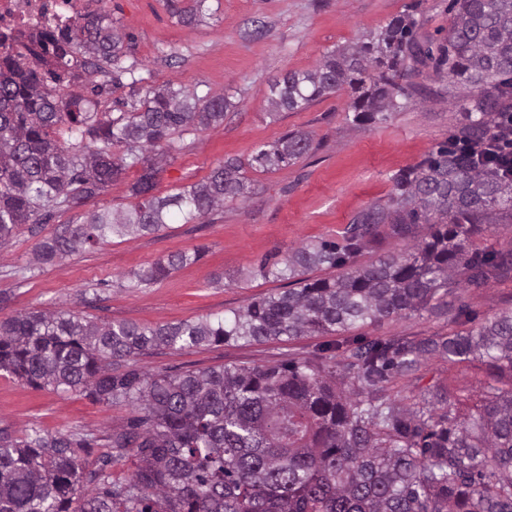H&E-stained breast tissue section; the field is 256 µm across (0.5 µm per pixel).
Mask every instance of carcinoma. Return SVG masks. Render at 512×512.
Here are the masks:
<instances>
[{
    "instance_id": "1",
    "label": "carcinoma",
    "mask_w": 512,
    "mask_h": 512,
    "mask_svg": "<svg viewBox=\"0 0 512 512\" xmlns=\"http://www.w3.org/2000/svg\"><path fill=\"white\" fill-rule=\"evenodd\" d=\"M452 4L448 46L422 48L414 20L399 17L366 43L326 52L311 71L286 73L272 86L271 106L298 112L347 84L352 124L382 122L400 106L397 98L424 91L411 77L431 59L448 87L471 91L462 138L484 141L498 114L512 109V0ZM126 39L106 17L86 14L77 29H65L68 49L58 58L79 54L84 69L98 72L119 63ZM33 78L13 58L0 63V246L22 225L45 223L130 168L141 169L131 193L144 198L127 212L102 210L59 225L35 246L41 265L111 237L156 233L173 218L199 221L226 200L249 197L244 166L276 171L310 150L307 133H288L246 164L227 158L202 182L156 197V157L186 131L223 122L230 100L165 87L122 103L114 116L80 95L58 101L56 89ZM392 182L388 200L349 225L345 245L306 244L260 263L263 277L297 287L215 321L143 328L67 309L1 319L0 370L35 387L129 406L136 416L101 439L0 429V512H512V388L490 387L465 418L445 393L404 394L432 357L478 360L490 378L512 379V309L470 327L459 310L446 336L345 338L285 364L176 374L130 367L160 347L339 337L432 309L452 285L479 290L512 279V250L471 242L476 231L512 217V178L497 160L441 147ZM384 224L405 248L354 265ZM197 258L170 254L135 272L134 286L155 284ZM332 268L345 272L308 277ZM100 440L115 458L136 449L138 464L125 480L102 467L85 473L79 453Z\"/></svg>"
}]
</instances>
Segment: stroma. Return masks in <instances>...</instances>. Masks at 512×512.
<instances>
[{"label": "stroma", "mask_w": 512, "mask_h": 512, "mask_svg": "<svg viewBox=\"0 0 512 512\" xmlns=\"http://www.w3.org/2000/svg\"><path fill=\"white\" fill-rule=\"evenodd\" d=\"M98 10L130 35L134 75L118 78L109 68L90 75L77 65L58 66L45 55L33 66L41 83L96 97L101 112L115 111L117 101L164 85L201 96L223 95L232 102L221 125L177 139L176 151L159 163L155 195L203 181L224 158L249 160L260 146L293 131L307 132L312 146L280 170L245 169L253 189L249 199L225 201L191 224L110 239L53 265L36 264V244L58 225L80 222L91 212L131 209L137 203L130 194L137 170H127L81 206L54 212L46 223L22 225L0 248V319L64 308L96 322L154 328L212 321L280 292L284 282L261 277L260 262L280 260L311 242H342L354 218L388 200L394 173L417 165L456 134L458 102L468 95L464 87L449 88L447 79L438 78L428 65L417 77L427 95L413 97L379 123L351 125L352 91L346 85L299 112L273 114L268 106L271 84L286 72L313 69L327 50L370 41L392 18H413L421 43H445L454 17L451 0H206L202 21L192 23L164 0H103ZM193 250L200 254L196 263L151 287H132L131 277L140 268ZM511 303L512 279L480 291L448 290L447 309H464L475 324ZM446 311L385 319L359 333L369 339L444 334L449 329ZM325 342L322 336H283L259 343L165 348L136 357L134 365L154 373L269 366L309 356ZM488 381L481 362L450 364L433 358L422 366L414 389L448 392L465 417L480 406ZM131 415L124 405L100 403L79 392L38 390L0 375V428L15 435L36 427L50 434L79 430L102 437Z\"/></svg>", "instance_id": "1"}]
</instances>
